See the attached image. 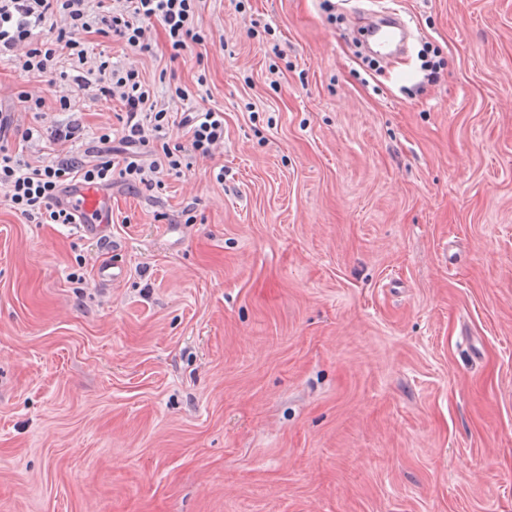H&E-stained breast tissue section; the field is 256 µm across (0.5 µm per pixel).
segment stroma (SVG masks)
Returning a JSON list of instances; mask_svg holds the SVG:
<instances>
[{"label":"stroma","instance_id":"35a3bbf8","mask_svg":"<svg viewBox=\"0 0 512 512\" xmlns=\"http://www.w3.org/2000/svg\"><path fill=\"white\" fill-rule=\"evenodd\" d=\"M384 7L414 38L376 74L351 35ZM195 24L173 62L158 25L151 56L85 41L168 111L223 109L213 157L116 182L101 239L0 204V512H512V0ZM0 86L119 126L17 59Z\"/></svg>","mask_w":512,"mask_h":512}]
</instances>
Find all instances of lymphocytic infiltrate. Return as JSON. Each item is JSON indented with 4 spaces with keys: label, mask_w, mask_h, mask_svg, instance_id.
<instances>
[{
    "label": "lymphocytic infiltrate",
    "mask_w": 512,
    "mask_h": 512,
    "mask_svg": "<svg viewBox=\"0 0 512 512\" xmlns=\"http://www.w3.org/2000/svg\"><path fill=\"white\" fill-rule=\"evenodd\" d=\"M118 8L90 11L86 0H0V57L18 55L22 70L49 80H73L79 89L96 88L104 99H119L117 135L107 133L73 151L78 121L48 122L43 98L22 96L25 113L37 128L10 123L0 115V200L28 224H76L79 216L63 196L71 183L103 188L115 181L162 187L164 176L181 174L185 157L212 156L224 142V112L196 107L187 112L157 108L155 93L138 70L91 61L84 37L110 34L135 54L153 53L152 24H160L170 60L202 44L194 19L206 0H118ZM68 71H61V63ZM24 141L43 143L34 161L16 157L4 144L6 128ZM184 139L169 143L168 130Z\"/></svg>",
    "instance_id": "f902f5d3"
}]
</instances>
